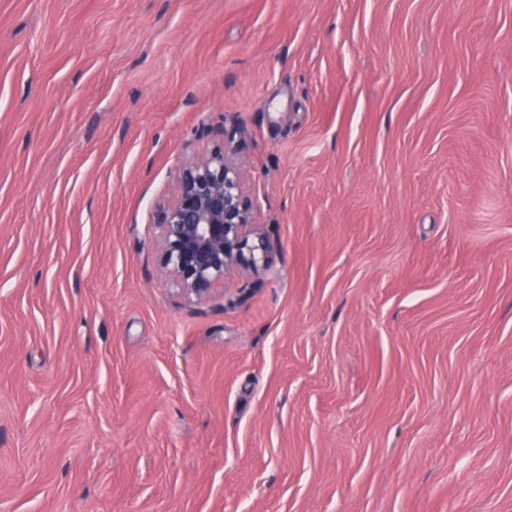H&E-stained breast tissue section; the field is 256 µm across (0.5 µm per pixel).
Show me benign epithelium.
Wrapping results in <instances>:
<instances>
[{"mask_svg": "<svg viewBox=\"0 0 512 512\" xmlns=\"http://www.w3.org/2000/svg\"><path fill=\"white\" fill-rule=\"evenodd\" d=\"M163 273L183 294L205 298L233 267L255 268L269 262L268 241L253 222L239 169L222 151L183 168L173 202L159 207Z\"/></svg>", "mask_w": 512, "mask_h": 512, "instance_id": "obj_1", "label": "benign epithelium"}]
</instances>
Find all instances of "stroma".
I'll list each match as a JSON object with an SVG mask.
<instances>
[{"mask_svg":"<svg viewBox=\"0 0 512 512\" xmlns=\"http://www.w3.org/2000/svg\"><path fill=\"white\" fill-rule=\"evenodd\" d=\"M0 512H512V0H0ZM155 224L161 230L162 271L189 299L205 298L232 267L269 262L267 238L253 222L239 169L226 152L183 168L177 195L157 209Z\"/></svg>","mask_w":512,"mask_h":512,"instance_id":"1","label":"stroma"}]
</instances>
